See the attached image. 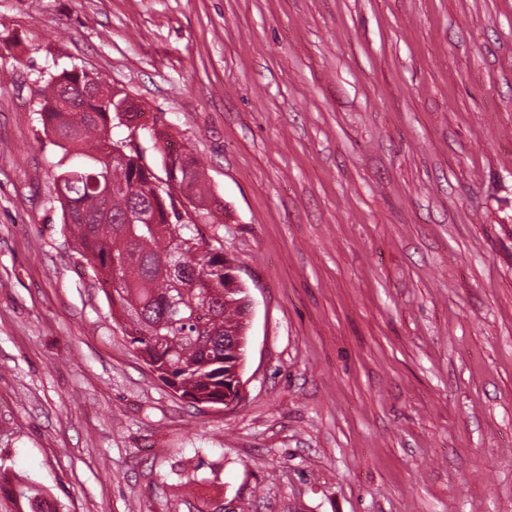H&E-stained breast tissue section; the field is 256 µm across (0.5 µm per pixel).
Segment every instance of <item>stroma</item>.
Here are the masks:
<instances>
[{
	"label": "stroma",
	"mask_w": 512,
	"mask_h": 512,
	"mask_svg": "<svg viewBox=\"0 0 512 512\" xmlns=\"http://www.w3.org/2000/svg\"><path fill=\"white\" fill-rule=\"evenodd\" d=\"M64 67L201 161L237 407L113 321L36 114ZM0 462L61 512H512V0H0Z\"/></svg>",
	"instance_id": "35a3bbf8"
}]
</instances>
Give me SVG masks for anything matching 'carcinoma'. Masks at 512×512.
I'll return each instance as SVG.
<instances>
[{"instance_id": "carcinoma-1", "label": "carcinoma", "mask_w": 512, "mask_h": 512, "mask_svg": "<svg viewBox=\"0 0 512 512\" xmlns=\"http://www.w3.org/2000/svg\"><path fill=\"white\" fill-rule=\"evenodd\" d=\"M103 85L85 70L64 69L40 90L37 112L44 132L64 149L52 174L68 202L81 254L112 307V318L166 385L190 403L224 399V363L235 360L224 344L245 331L238 300L224 281V237L207 238L197 224H181L174 193H156L162 179H176L186 198L204 205L212 198L204 172L186 150L159 151L164 177L141 153L112 157L110 125L115 103L88 112H60L61 91L81 106L87 85ZM112 183V194L104 187ZM0 495L16 512H57L35 484L0 468Z\"/></svg>"}]
</instances>
